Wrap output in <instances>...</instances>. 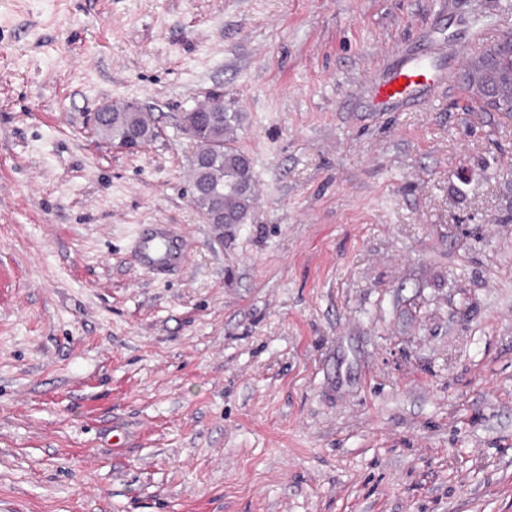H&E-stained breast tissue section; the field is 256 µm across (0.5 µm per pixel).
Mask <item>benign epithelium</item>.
I'll list each match as a JSON object with an SVG mask.
<instances>
[{"mask_svg": "<svg viewBox=\"0 0 512 512\" xmlns=\"http://www.w3.org/2000/svg\"><path fill=\"white\" fill-rule=\"evenodd\" d=\"M460 77L469 96L490 112H512V31L466 57Z\"/></svg>", "mask_w": 512, "mask_h": 512, "instance_id": "obj_1", "label": "benign epithelium"}]
</instances>
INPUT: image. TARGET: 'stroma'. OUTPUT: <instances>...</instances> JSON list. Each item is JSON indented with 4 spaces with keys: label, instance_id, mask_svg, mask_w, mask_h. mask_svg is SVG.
Here are the masks:
<instances>
[{
    "label": "stroma",
    "instance_id": "35a3bbf8",
    "mask_svg": "<svg viewBox=\"0 0 512 512\" xmlns=\"http://www.w3.org/2000/svg\"><path fill=\"white\" fill-rule=\"evenodd\" d=\"M512 0H0V512H512V116L459 71ZM242 115L245 223L184 109ZM138 99L129 154L88 119ZM168 224L184 266L132 253ZM454 79V73L427 58H408L392 68L377 84L374 103L379 110L389 112L428 89L452 86Z\"/></svg>",
    "mask_w": 512,
    "mask_h": 512
}]
</instances>
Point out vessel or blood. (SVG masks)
I'll return each mask as SVG.
<instances>
[{
    "instance_id": "vessel-or-blood-1",
    "label": "vessel or blood",
    "mask_w": 512,
    "mask_h": 512,
    "mask_svg": "<svg viewBox=\"0 0 512 512\" xmlns=\"http://www.w3.org/2000/svg\"><path fill=\"white\" fill-rule=\"evenodd\" d=\"M455 76L423 57L403 60L392 68L374 91V103L388 112L431 88L450 86ZM135 250L141 263L162 271L181 266L187 261V250L166 224L155 225L148 235L139 237Z\"/></svg>"
}]
</instances>
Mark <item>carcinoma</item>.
<instances>
[{
  "label": "carcinoma",
  "mask_w": 512,
  "mask_h": 512,
  "mask_svg": "<svg viewBox=\"0 0 512 512\" xmlns=\"http://www.w3.org/2000/svg\"><path fill=\"white\" fill-rule=\"evenodd\" d=\"M205 106L199 112V132L206 141L216 139L224 143L220 152L207 155L205 174L202 178L194 179L196 203L202 209H213L229 215H234L246 209L251 203V197L243 192H235L232 186L240 180L249 178L246 155L232 147L234 134L241 122L238 112L222 111L218 122L211 123ZM96 134L109 140H119L136 132L146 142L154 139L155 124L147 119H133L120 109H115L110 117L95 126Z\"/></svg>",
  "instance_id": "1"
}]
</instances>
